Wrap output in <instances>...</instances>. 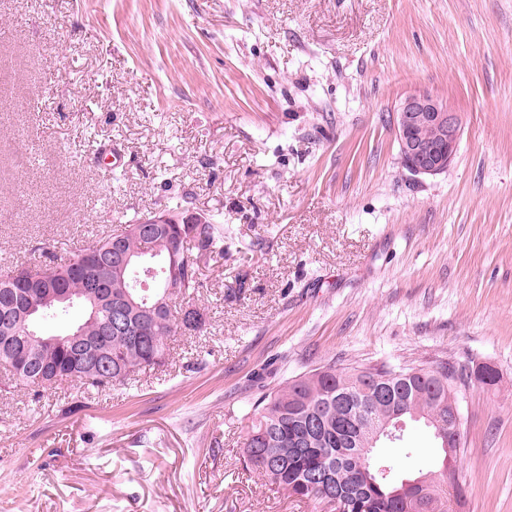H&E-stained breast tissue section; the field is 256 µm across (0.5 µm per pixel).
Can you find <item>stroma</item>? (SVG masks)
<instances>
[{
  "label": "stroma",
  "instance_id": "obj_1",
  "mask_svg": "<svg viewBox=\"0 0 512 512\" xmlns=\"http://www.w3.org/2000/svg\"><path fill=\"white\" fill-rule=\"evenodd\" d=\"M418 90L462 118L422 179L389 119ZM173 189L224 219L203 329L93 394L0 372V512H331L246 468L252 402L441 363L498 376L466 392L448 512H512V0H0V268ZM373 455L403 478L441 451L410 421Z\"/></svg>",
  "mask_w": 512,
  "mask_h": 512
}]
</instances>
